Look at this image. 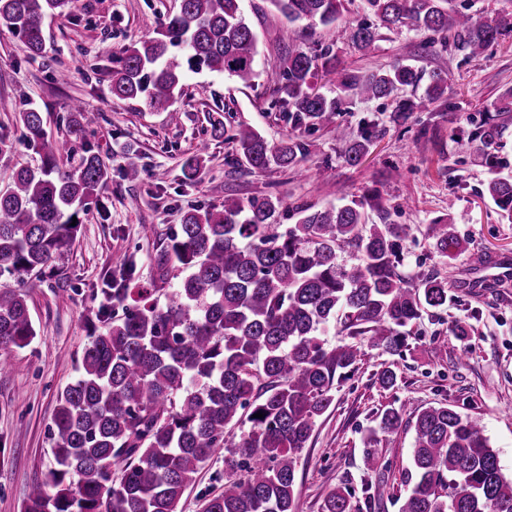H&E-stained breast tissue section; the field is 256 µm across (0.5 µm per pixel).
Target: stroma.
<instances>
[{"instance_id":"35a3bbf8","label":"stroma","mask_w":512,"mask_h":512,"mask_svg":"<svg viewBox=\"0 0 512 512\" xmlns=\"http://www.w3.org/2000/svg\"><path fill=\"white\" fill-rule=\"evenodd\" d=\"M361 7L347 0L336 25L299 23L297 39L307 48L331 44L345 63L372 69L399 58L415 60L424 69L447 68L448 88L441 101L413 113L407 124H389L390 104L359 102L342 117L349 131L362 121L386 126L379 141L360 164L349 166L338 157L335 133L319 131L310 138L303 163L305 176L280 169L257 174L232 164L231 145L211 140V124L245 122L271 142L289 130L285 116L270 103L267 70L278 65L286 21L266 0H242L248 23L258 36L257 75L250 85L206 69L186 72L183 92L171 111L149 112L141 102H113L112 68L124 44L149 36L176 12L178 0H75L68 13L44 20L46 54L30 58L21 37L0 23V98L18 106H37L49 136L65 138L69 106L81 101L98 120L85 141L109 162L111 181L81 214L76 239L58 261L57 271L30 290L29 305L37 336L25 348L0 349V512H22L31 483L53 466L52 418L60 389L76 376V361L88 342L99 301L96 292L111 276L113 259L133 257L134 282L166 294L172 280L161 279L157 262L168 236L184 212L219 207L225 193L248 199L268 192L283 198L276 215L281 224L295 223L291 205L320 207L379 194L391 220L412 228L405 246L404 276L436 272L448 282L447 306L428 308L413 328L401 354L368 350L353 376L343 382L329 410L318 420L296 472L297 512H320L326 494L348 484H383L387 491L374 512H400L397 487L409 466L413 432L401 428L366 439L385 408L408 403H448L463 414L479 417L500 465L512 475V288L471 287L470 250L487 252L493 264H512V223L481 190L489 177L479 150H459L475 128L495 114L501 95L512 89V33L482 55L463 58L451 51L437 57L421 55L427 32L383 31L374 57L354 52L347 22ZM71 70L67 82L57 71ZM0 138L11 142L0 153V190L20 166H37L40 157L21 137L13 113L0 112ZM209 141L203 173L186 183L182 166L199 142ZM133 145L143 168L140 182L123 180V146ZM329 163L336 176L316 178L319 165ZM442 219L454 224L464 252L441 257L433 248L429 226ZM470 327L459 335V324ZM394 365L392 389L381 388L374 374ZM375 468H367L366 454Z\"/></svg>"}]
</instances>
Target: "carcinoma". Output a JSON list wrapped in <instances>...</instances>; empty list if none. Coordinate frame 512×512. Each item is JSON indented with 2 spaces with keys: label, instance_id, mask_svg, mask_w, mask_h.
Listing matches in <instances>:
<instances>
[{
  "label": "carcinoma",
  "instance_id": "carcinoma-1",
  "mask_svg": "<svg viewBox=\"0 0 512 512\" xmlns=\"http://www.w3.org/2000/svg\"><path fill=\"white\" fill-rule=\"evenodd\" d=\"M75 0H0V21L23 37L31 58L45 50L43 20L72 9ZM241 0H180L153 36L124 45L112 70L114 101L139 100L168 112L183 88V69L205 67L245 85L256 76L258 39ZM288 21V52L266 73L275 105L291 130L271 145L252 126L211 123V137L230 144L251 170L298 171L309 152L306 136L327 129L342 143L340 158L355 165L386 134L373 122L352 135L341 122L355 100L395 98L405 86L429 77L426 99L441 100L448 70L426 72L407 59L367 71L349 68L331 46L304 51L294 43L295 23L325 27L340 19L343 0H267ZM364 17L350 40L362 57L373 54L380 30L402 26L443 35L476 57L512 31L511 17H488L456 8L454 0H363ZM181 52L182 59L172 54ZM336 87L332 96L317 81ZM419 108L397 101L390 122L406 123ZM0 111L15 113L23 137L41 158L21 166L0 192V348H24L36 338L25 289L32 277L54 272L76 237L85 206L98 198L112 172L83 144L97 119L75 102L68 139L47 135L42 112L0 98ZM512 120V101L459 144L488 148ZM81 144L75 165L64 162ZM203 142L184 162L188 181L201 173ZM121 170L129 182L142 170L127 149ZM490 176L484 195L512 223V177L497 174V158L484 157ZM284 201L274 193L246 201L224 195L223 208L186 212L158 261L162 276L177 279L161 302L154 288H133L132 259H115V273L101 289L97 311L104 330L93 329L77 375L57 395L53 416L56 466L33 483L23 512H182L183 495L200 469L224 454V490L207 494L201 512H294L296 467L317 420L340 384L364 356L363 342L396 355L425 307L448 304V283L431 272L418 281L401 272L406 224L390 221L378 196L342 205L295 207L297 221L271 222ZM381 223L369 222L366 209ZM436 252L464 248L454 225L429 228ZM120 308L123 315L108 316ZM340 327L345 338L325 336ZM262 418L254 417L256 413ZM413 430L410 465L400 512H512V477L480 420L445 403L380 414L370 442L402 427ZM239 440L226 439L233 429ZM354 489H331L321 512H352Z\"/></svg>",
  "mask_w": 512,
  "mask_h": 512
}]
</instances>
